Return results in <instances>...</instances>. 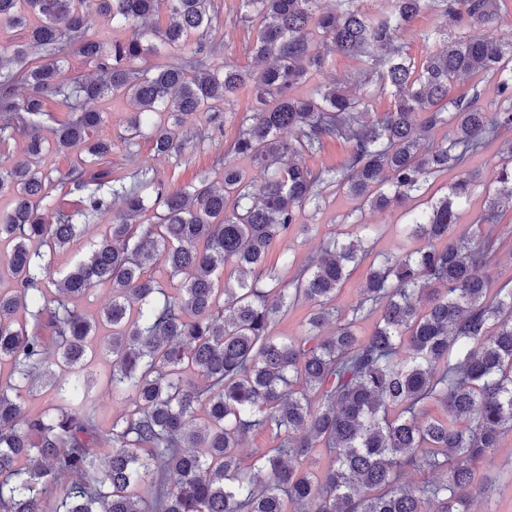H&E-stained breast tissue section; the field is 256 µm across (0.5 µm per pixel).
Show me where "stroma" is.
I'll return each mask as SVG.
<instances>
[{
    "mask_svg": "<svg viewBox=\"0 0 512 512\" xmlns=\"http://www.w3.org/2000/svg\"><path fill=\"white\" fill-rule=\"evenodd\" d=\"M217 21L212 29L204 32L205 40L220 45L225 58L236 65L247 67L251 59L244 51V45L252 36V11L244 0H214ZM361 66L356 59L329 55L326 68L309 80L296 85L292 93L295 97L306 98L317 90L323 89L339 81L353 93H364ZM255 101L250 96H242L227 104L224 108V132L211 136L210 115L206 112H195L185 116L181 133L190 135L180 160H164L154 155L147 141H140L132 158H125L122 153H114L113 170L115 176L129 177L137 169L154 170L160 179L177 176L179 183L185 184L203 176L213 184H221L224 170L215 165L214 159L224 151L237 135L242 116L251 114ZM501 143L492 140L486 143L482 151L470 161L471 170L478 176L472 187L468 203L460 210L458 221L461 224L474 223L487 205L488 194L485 183L493 177L492 168L499 159ZM325 200L319 210H307L300 214L299 221L311 225L309 233H293L288 240V254L296 261H303L315 253L323 240L337 236L344 239L355 237L359 224L375 225L374 250L385 253L405 247L417 248L418 242L406 238L402 226L406 223V209L421 208L422 201L413 198L407 201L405 208L387 209L384 211L360 208L359 202L345 191L329 188L324 193ZM358 213L359 224H351L348 216ZM488 235L494 239L497 250L490 273L491 287L498 288L505 283H512V211L502 213L497 223L487 226ZM491 469L498 473L496 482L488 485L473 505V512H512V432L505 433L499 448L493 452Z\"/></svg>",
    "mask_w": 512,
    "mask_h": 512,
    "instance_id": "obj_1",
    "label": "stroma"
}]
</instances>
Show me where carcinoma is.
<instances>
[{"mask_svg": "<svg viewBox=\"0 0 512 512\" xmlns=\"http://www.w3.org/2000/svg\"><path fill=\"white\" fill-rule=\"evenodd\" d=\"M358 2L318 13L315 0H245L258 20L245 54L260 68L249 71L201 40L186 48L189 33L211 28V0H0V27L23 33L0 49V199L10 205L0 247H11L0 265V284L11 283L0 287V512H45L51 497L54 512H472L491 481L484 465L512 431V288H488L495 242L482 234L512 210V137L481 223L458 231L471 180L439 198L430 190L438 173L467 170L486 141L512 132V45L476 33L499 18L497 0H388L382 15ZM92 7L115 26L161 9L170 21L107 45L86 32ZM429 11L461 34L426 33L447 44L418 62L402 37ZM159 47L171 62L135 65ZM330 52L362 61L393 104L374 112L336 85L294 97ZM75 56L95 74L63 77ZM479 74L496 81L492 112L477 106L478 85L454 93ZM116 94L135 108L122 151L133 154L142 137L164 159L184 150L175 126L185 116L208 112L221 132L224 105L255 97L229 153L263 167L264 182L229 161L219 187L150 169L128 185L113 178L115 143L96 135V104ZM162 113L173 124L153 121ZM19 140L24 159L14 162ZM329 140L346 146L338 165L296 162ZM53 150L72 155L56 179L43 168ZM333 186L381 210L426 198L404 225L423 246L373 259L363 224L364 236L331 238L281 282L271 247L311 230L298 213ZM116 198L123 209L89 260L56 279L54 257ZM149 207L156 222L131 223ZM367 259L360 298L338 311L336 292ZM157 264L181 277L175 293L151 275ZM102 287L112 289L107 306H79ZM299 303L311 306L304 336L272 335ZM100 354L112 356L119 413L92 395ZM43 390L53 401L30 411ZM259 431L276 444L247 467L241 449ZM319 448L331 456L323 470L309 465ZM412 470L443 478L413 485ZM65 475L75 480L59 491Z\"/></svg>", "mask_w": 512, "mask_h": 512, "instance_id": "1", "label": "carcinoma"}]
</instances>
